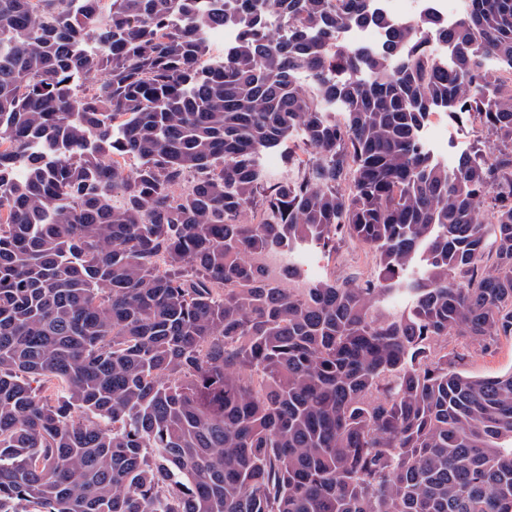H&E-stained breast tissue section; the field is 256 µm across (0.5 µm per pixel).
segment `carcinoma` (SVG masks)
<instances>
[{"label":"carcinoma","instance_id":"carcinoma-1","mask_svg":"<svg viewBox=\"0 0 512 512\" xmlns=\"http://www.w3.org/2000/svg\"><path fill=\"white\" fill-rule=\"evenodd\" d=\"M353 24L388 21L0 0V512H512V370L448 350L512 338V0ZM438 112L494 151L441 164ZM345 239L371 274L294 287ZM389 34V30L363 25L342 30L339 38L353 45H363L376 49L383 44ZM311 151L302 141L293 139L285 150L280 147L279 150L264 155L261 164L270 180H281L294 176L297 173L296 160L307 158ZM288 155L291 160H288Z\"/></svg>","mask_w":512,"mask_h":512}]
</instances>
